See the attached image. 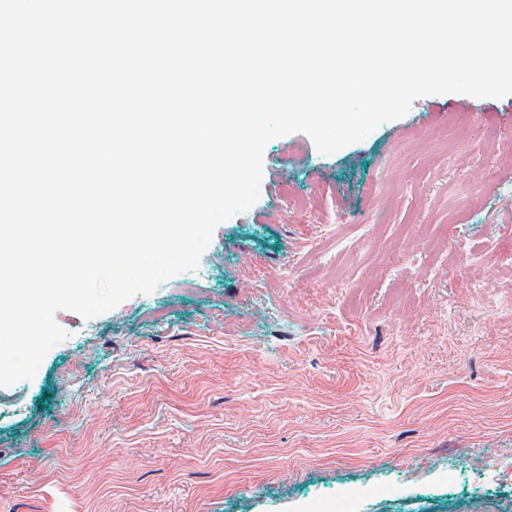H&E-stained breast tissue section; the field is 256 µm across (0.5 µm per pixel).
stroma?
Masks as SVG:
<instances>
[{"mask_svg": "<svg viewBox=\"0 0 512 512\" xmlns=\"http://www.w3.org/2000/svg\"><path fill=\"white\" fill-rule=\"evenodd\" d=\"M263 151L196 268L0 387V512H512V95Z\"/></svg>", "mask_w": 512, "mask_h": 512, "instance_id": "35a3bbf8", "label": "stroma"}]
</instances>
